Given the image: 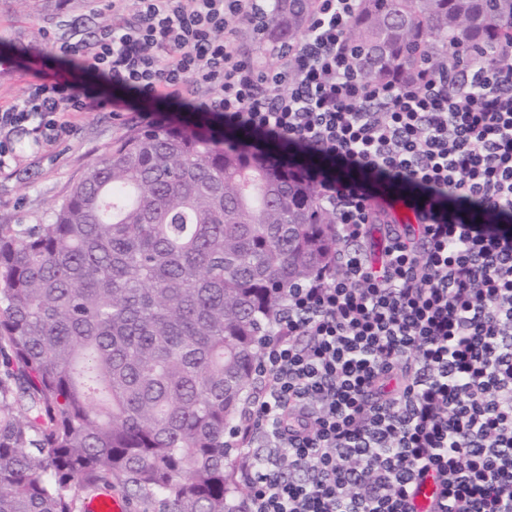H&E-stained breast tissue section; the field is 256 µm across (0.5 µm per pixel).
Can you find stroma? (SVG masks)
<instances>
[{
  "label": "stroma",
  "mask_w": 512,
  "mask_h": 512,
  "mask_svg": "<svg viewBox=\"0 0 512 512\" xmlns=\"http://www.w3.org/2000/svg\"><path fill=\"white\" fill-rule=\"evenodd\" d=\"M132 9V0H67L50 19L30 10L0 13V37L10 49L0 55V67L15 73L14 79L0 80V104L21 96L39 77L59 73L75 74L82 92L108 94L118 104L113 111L74 114V135L51 146L35 143L28 131L15 133V160L0 170V224L26 229L46 222L53 205L90 164L107 154L130 127L141 125L143 112L156 113L162 123L176 127L198 121V114L186 104L149 102L133 91L109 89L97 74L78 70L58 52L57 41L89 37Z\"/></svg>",
  "instance_id": "35a3bbf8"
}]
</instances>
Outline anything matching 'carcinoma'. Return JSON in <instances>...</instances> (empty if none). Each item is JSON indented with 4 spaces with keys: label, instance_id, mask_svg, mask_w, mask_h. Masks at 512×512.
I'll list each match as a JSON object with an SVG mask.
<instances>
[{
    "label": "carcinoma",
    "instance_id": "1",
    "mask_svg": "<svg viewBox=\"0 0 512 512\" xmlns=\"http://www.w3.org/2000/svg\"><path fill=\"white\" fill-rule=\"evenodd\" d=\"M313 0H272L291 42ZM373 80L512 47V0H361ZM336 252L315 186L222 132L130 128L45 224L0 225V512H243L232 436L288 289ZM84 512H130V505L122 498L108 493L95 495L85 501Z\"/></svg>",
    "mask_w": 512,
    "mask_h": 512
}]
</instances>
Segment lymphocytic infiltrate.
Masks as SVG:
<instances>
[{
    "label": "lymphocytic infiltrate",
    "mask_w": 512,
    "mask_h": 512,
    "mask_svg": "<svg viewBox=\"0 0 512 512\" xmlns=\"http://www.w3.org/2000/svg\"><path fill=\"white\" fill-rule=\"evenodd\" d=\"M60 54L108 86L183 100L224 127L300 149L298 176L336 220V257L289 289L238 433L245 512H512V49L372 81L347 40L358 0H315L305 36L259 67L229 18L269 0H133ZM63 77L0 106L13 133L75 131L111 106ZM385 191L418 208L391 223ZM386 227L379 262L363 244Z\"/></svg>",
    "instance_id": "1"
}]
</instances>
